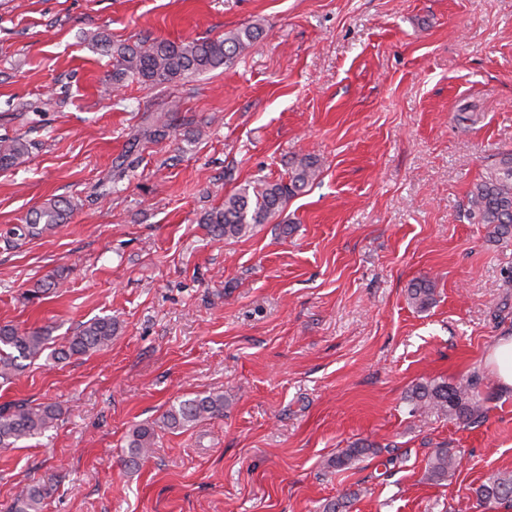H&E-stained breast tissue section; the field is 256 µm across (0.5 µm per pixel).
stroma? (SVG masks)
Returning a JSON list of instances; mask_svg holds the SVG:
<instances>
[{"label": "stroma", "mask_w": 512, "mask_h": 512, "mask_svg": "<svg viewBox=\"0 0 512 512\" xmlns=\"http://www.w3.org/2000/svg\"><path fill=\"white\" fill-rule=\"evenodd\" d=\"M263 37L224 68L155 88L112 81L84 41ZM169 112L159 142L134 143ZM0 136L29 144L0 169V325L51 347L109 316L111 344L26 364L0 406L53 404L41 435L0 448V512L53 485L43 512H482L512 472V391L486 356L512 331V240L467 219L468 193L512 152V0H0ZM309 156L319 180L241 238L200 219L241 185ZM127 165L121 181L112 168ZM62 197L66 224L11 230ZM42 301L27 290L48 275ZM431 278L435 301L408 299ZM479 376L470 427L410 416L420 383ZM221 392L224 414L159 432L139 469L130 429ZM375 444L349 467L331 460ZM440 446L463 463L430 480ZM171 127L168 115L160 114L156 116L148 115L144 119V126L138 131L134 142L145 140L148 142H157L167 135V130ZM479 506L486 509L512 508V474L495 473L490 475L475 490Z\"/></svg>", "instance_id": "1"}]
</instances>
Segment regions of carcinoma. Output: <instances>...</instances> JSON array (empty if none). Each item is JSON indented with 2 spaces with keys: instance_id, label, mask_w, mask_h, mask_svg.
Returning <instances> with one entry per match:
<instances>
[{
  "instance_id": "obj_1",
  "label": "carcinoma",
  "mask_w": 512,
  "mask_h": 512,
  "mask_svg": "<svg viewBox=\"0 0 512 512\" xmlns=\"http://www.w3.org/2000/svg\"><path fill=\"white\" fill-rule=\"evenodd\" d=\"M259 20L244 24L214 38L171 41L159 38H141L132 43L116 44L104 31L87 34L86 39L98 50L112 55L115 60L112 82L118 84L132 76L140 83L155 87L184 81L197 74L217 70L230 64L234 58L251 48L263 35ZM171 127L168 115H149L138 131L136 140L157 142ZM28 143L19 137H0V168L16 166L28 155ZM319 177V168L309 157H302L288 171L287 179L247 183L236 192L224 196V203L206 212L201 223L224 238H239L258 224L282 213L288 200ZM70 206L62 200L50 199L32 210L27 222L12 229L20 238H36L64 223ZM469 219L474 224L492 228V236L512 238V153L500 156L469 191ZM435 296L433 281L421 278L409 288L408 298L420 309L429 307ZM117 331L109 316L95 318L70 337L63 347L51 353L57 361L74 355L99 351L112 343ZM48 337L39 330H21L12 325L0 326V379L9 381L24 368L22 361L41 357L47 349ZM479 378L471 377L463 383L431 382L416 387L412 396V416L436 414L464 425H478L484 421V399L476 392ZM224 416V393L210 392L183 399L170 407L159 420L138 424L129 434L128 462L134 466L149 458L157 430H177L190 427L204 418ZM60 417L54 405L32 406L15 403L0 407V448H12L18 442L38 435L52 427ZM372 451V446L357 442L336 456V467L347 465ZM461 456L448 448H437L428 459V474L442 479L448 471L459 467ZM53 488L33 485L22 489L10 512H42L45 499ZM478 504L486 509L512 508V474L490 475L475 490Z\"/></svg>"
}]
</instances>
